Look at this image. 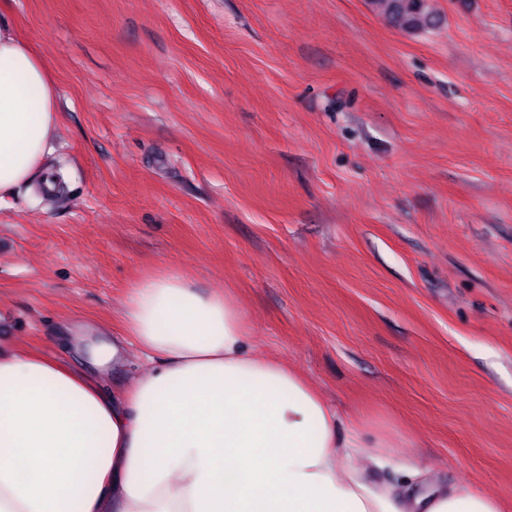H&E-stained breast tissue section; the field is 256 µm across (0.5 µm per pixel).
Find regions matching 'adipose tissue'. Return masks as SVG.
Segmentation results:
<instances>
[{
	"label": "adipose tissue",
	"instance_id": "1",
	"mask_svg": "<svg viewBox=\"0 0 512 512\" xmlns=\"http://www.w3.org/2000/svg\"><path fill=\"white\" fill-rule=\"evenodd\" d=\"M57 103L0 15V201L36 179L54 190ZM121 321L88 374L0 352V512H505L406 463L410 440L390 425L367 433L297 370L252 354L234 296L189 271L133 283ZM134 356L151 368L108 395L102 377ZM386 468L397 479L371 478Z\"/></svg>",
	"mask_w": 512,
	"mask_h": 512
}]
</instances>
